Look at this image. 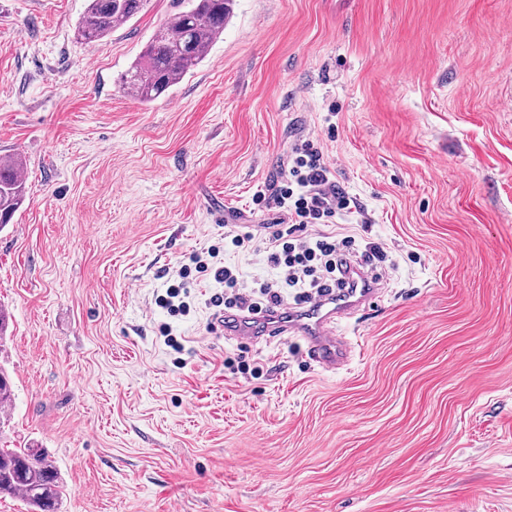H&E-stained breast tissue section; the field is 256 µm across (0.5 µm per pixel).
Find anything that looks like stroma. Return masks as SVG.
I'll return each instance as SVG.
<instances>
[{"label":"stroma","mask_w":512,"mask_h":512,"mask_svg":"<svg viewBox=\"0 0 512 512\" xmlns=\"http://www.w3.org/2000/svg\"><path fill=\"white\" fill-rule=\"evenodd\" d=\"M86 4L0 0V158L26 178L0 445L54 460L59 512H512V0H235L147 104L120 77L182 0L91 45ZM306 139L356 202L335 230L392 264L336 372L214 332L209 277L187 315L158 304L214 245L277 282L225 226L282 220L253 200Z\"/></svg>","instance_id":"obj_1"}]
</instances>
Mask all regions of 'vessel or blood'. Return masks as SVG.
<instances>
[{
	"mask_svg": "<svg viewBox=\"0 0 512 512\" xmlns=\"http://www.w3.org/2000/svg\"><path fill=\"white\" fill-rule=\"evenodd\" d=\"M377 299V281L356 266H348L343 284L307 302L282 304L249 316L221 313L214 326L229 336L246 339L279 336L285 333L299 337L305 344L306 357L326 371L346 366L352 355L350 344L336 335L338 318L354 313Z\"/></svg>",
	"mask_w": 512,
	"mask_h": 512,
	"instance_id": "b4317fda",
	"label": "vessel or blood"
}]
</instances>
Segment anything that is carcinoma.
Segmentation results:
<instances>
[{
	"instance_id": "carcinoma-1",
	"label": "carcinoma",
	"mask_w": 512,
	"mask_h": 512,
	"mask_svg": "<svg viewBox=\"0 0 512 512\" xmlns=\"http://www.w3.org/2000/svg\"><path fill=\"white\" fill-rule=\"evenodd\" d=\"M147 0H87L77 36L87 44L133 19ZM233 0H190V7L163 24L121 77L123 90L149 102L168 92L207 56L224 33ZM24 165L20 158L0 162V229L10 223L25 200ZM14 403L11 380L0 369V414ZM62 495L52 461L39 448H0V498L25 501L35 512H58Z\"/></svg>"
}]
</instances>
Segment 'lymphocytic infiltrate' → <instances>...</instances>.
I'll use <instances>...</instances> for the list:
<instances>
[{
	"mask_svg": "<svg viewBox=\"0 0 512 512\" xmlns=\"http://www.w3.org/2000/svg\"><path fill=\"white\" fill-rule=\"evenodd\" d=\"M255 203L266 209L284 210L287 215L286 222L264 225V234L259 238L265 260L280 272L281 287L266 284L256 291L249 289L235 268L208 265V257L217 254L212 248L207 256H194V268H181L179 282L169 285L160 304L170 314L186 311L187 305L180 296L185 292V279L194 271L210 273L215 282L223 284V294L211 299L213 306L250 312L289 299L304 302L340 284L347 258L355 250V238L322 230L312 236L306 233L309 225L322 227L351 210L350 196L333 180L321 147L309 139L293 146L284 178L270 196H258ZM287 286L294 288V297L284 295Z\"/></svg>",
	"mask_w": 512,
	"mask_h": 512,
	"instance_id": "1",
	"label": "lymphocytic infiltrate"
}]
</instances>
